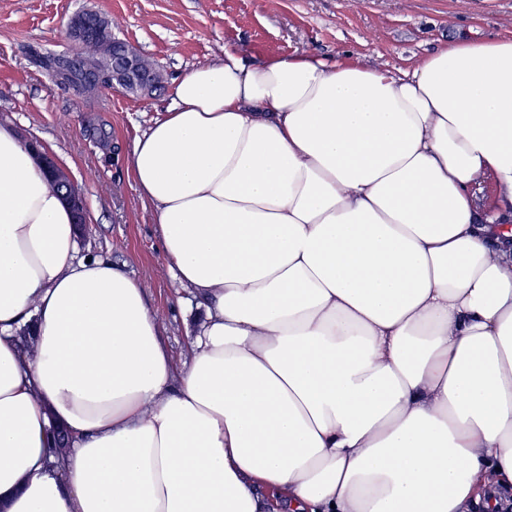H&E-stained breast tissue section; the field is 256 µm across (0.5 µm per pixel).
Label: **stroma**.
Instances as JSON below:
<instances>
[{"mask_svg":"<svg viewBox=\"0 0 512 512\" xmlns=\"http://www.w3.org/2000/svg\"><path fill=\"white\" fill-rule=\"evenodd\" d=\"M85 10L155 63L161 92L109 89L88 107L50 81L33 55L69 52L67 22ZM463 37L511 39L512 0H0V125L40 142L70 172L86 205L78 257L123 264L177 356L204 310L165 268L153 209L129 166L136 138L172 106L175 80L223 59L228 46L258 61L309 53L395 72Z\"/></svg>","mask_w":512,"mask_h":512,"instance_id":"stroma-1","label":"stroma"}]
</instances>
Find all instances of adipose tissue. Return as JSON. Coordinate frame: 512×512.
Returning a JSON list of instances; mask_svg holds the SVG:
<instances>
[{"instance_id":"obj_1","label":"adipose tissue","mask_w":512,"mask_h":512,"mask_svg":"<svg viewBox=\"0 0 512 512\" xmlns=\"http://www.w3.org/2000/svg\"><path fill=\"white\" fill-rule=\"evenodd\" d=\"M130 168L205 309L181 361L141 283L78 258L69 206L0 125V512H496L512 39L399 73L225 49L175 81Z\"/></svg>"}]
</instances>
